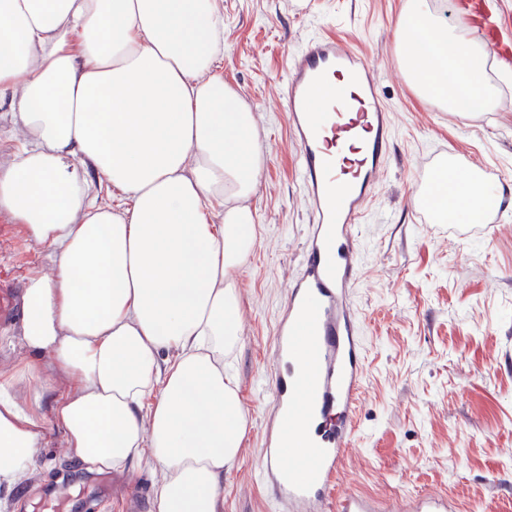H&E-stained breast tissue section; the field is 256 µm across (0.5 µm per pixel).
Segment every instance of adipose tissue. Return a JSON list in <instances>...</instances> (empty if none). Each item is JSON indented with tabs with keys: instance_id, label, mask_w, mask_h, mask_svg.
<instances>
[{
	"instance_id": "ef3b65f1",
	"label": "adipose tissue",
	"mask_w": 512,
	"mask_h": 512,
	"mask_svg": "<svg viewBox=\"0 0 512 512\" xmlns=\"http://www.w3.org/2000/svg\"><path fill=\"white\" fill-rule=\"evenodd\" d=\"M217 0H0V100L28 136L0 158V215L56 249L24 284L20 334L60 379L52 418L89 473L149 460L153 512H222L247 433L232 361L237 273L255 243L264 164L254 114L218 67ZM455 23L408 0L397 51L411 85L452 112L498 105ZM123 200L95 205L87 170ZM493 199L457 182L442 207ZM0 372V488L27 482L42 421Z\"/></svg>"
}]
</instances>
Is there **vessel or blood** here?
Instances as JSON below:
<instances>
[{
    "label": "vessel or blood",
    "instance_id": "obj_1",
    "mask_svg": "<svg viewBox=\"0 0 512 512\" xmlns=\"http://www.w3.org/2000/svg\"><path fill=\"white\" fill-rule=\"evenodd\" d=\"M467 7L502 59L485 0ZM282 97L300 158L309 213L301 264L274 322L278 369L263 430L258 480L279 512H381L372 498L330 504L364 385L361 328L353 289L361 271L360 228L389 165L394 129L368 56L319 36L290 55ZM404 512H456L447 497L420 495Z\"/></svg>",
    "mask_w": 512,
    "mask_h": 512
}]
</instances>
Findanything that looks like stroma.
I'll return each mask as SVG.
<instances>
[{"label": "stroma", "instance_id": "obj_1", "mask_svg": "<svg viewBox=\"0 0 512 512\" xmlns=\"http://www.w3.org/2000/svg\"><path fill=\"white\" fill-rule=\"evenodd\" d=\"M406 0H218L224 19L220 71L260 130L266 162L250 204L256 240L238 274L240 346L234 358L248 431L225 473L223 512H275L258 483L260 429L270 391L274 314L286 300L304 244L308 214L299 153L281 97L285 62L329 33L372 61L395 123L393 153L362 227L363 268L354 292L364 334L365 387L355 437L332 497L363 493L386 502L426 493L455 500L461 512H512V209L494 233L466 220H433L417 198L435 163L490 166L512 198V63L485 58L499 105L466 115L422 97L395 54V22ZM54 250L0 217V285L22 292L32 270L51 273ZM39 377L25 376L30 362ZM0 371L20 374L17 401L48 416L49 358H34L18 323H0ZM155 475L89 474L50 429L23 489L0 493V512H32L68 500V512H151Z\"/></svg>", "mask_w": 512, "mask_h": 512}]
</instances>
